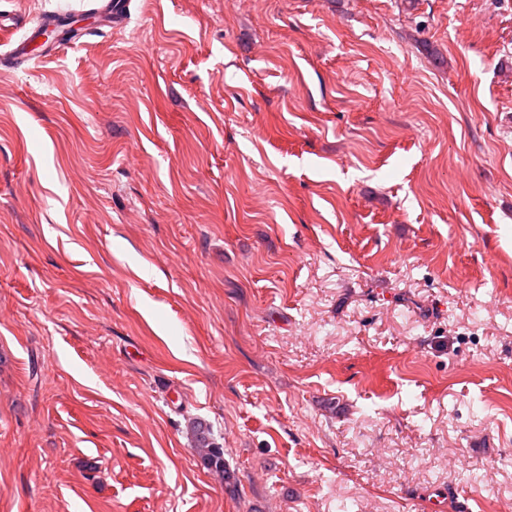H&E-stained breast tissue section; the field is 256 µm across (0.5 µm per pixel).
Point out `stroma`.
<instances>
[{"label":"stroma","instance_id":"1","mask_svg":"<svg viewBox=\"0 0 512 512\" xmlns=\"http://www.w3.org/2000/svg\"><path fill=\"white\" fill-rule=\"evenodd\" d=\"M460 496L512 500V0H133L0 66V512ZM90 9L88 13L93 15L100 25L94 29L86 30L84 36L97 34L101 27L122 29L127 26L131 15L130 0H88ZM190 438L201 465L218 474L226 484H231V475L226 470L224 448L212 437L210 427L203 421H192Z\"/></svg>","mask_w":512,"mask_h":512}]
</instances>
